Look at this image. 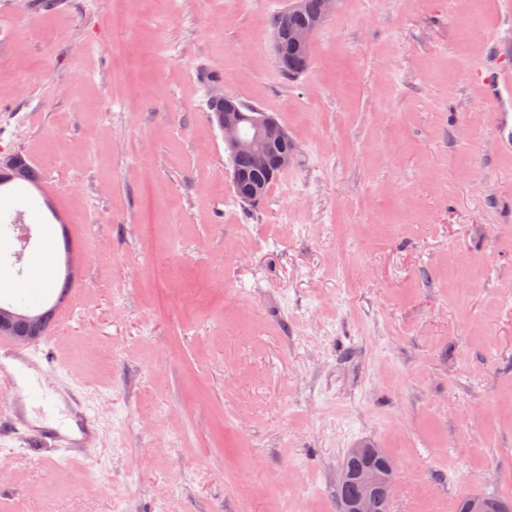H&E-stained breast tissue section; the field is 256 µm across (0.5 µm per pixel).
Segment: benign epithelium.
<instances>
[{"instance_id": "benign-epithelium-1", "label": "benign epithelium", "mask_w": 512, "mask_h": 512, "mask_svg": "<svg viewBox=\"0 0 512 512\" xmlns=\"http://www.w3.org/2000/svg\"><path fill=\"white\" fill-rule=\"evenodd\" d=\"M335 5L336 0H322L320 13L309 24L290 31L291 45L299 51L304 49L329 18ZM218 128L224 135L226 150L234 155L241 152L251 154L256 165L270 173L291 160V155L285 154L277 157L274 165H269V145L287 140V134L277 118L268 112H247L238 102L226 97L224 111L219 113ZM233 186L245 202L252 203L259 195V187L246 182L237 171L233 174ZM394 481L393 465L383 460L363 462L358 459V449H349L339 471L337 487L345 489L354 485L357 492L339 499V512H367V499L375 494H390Z\"/></svg>"}]
</instances>
